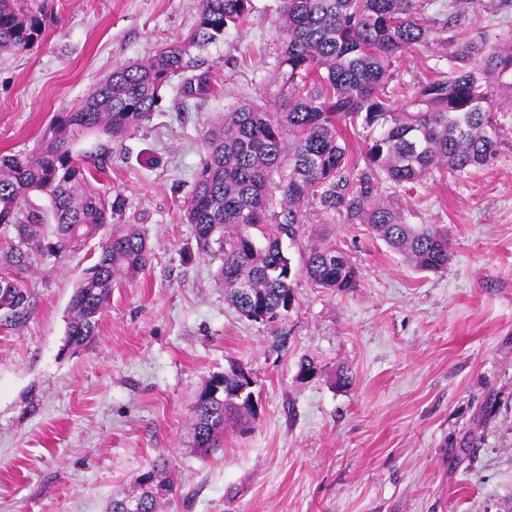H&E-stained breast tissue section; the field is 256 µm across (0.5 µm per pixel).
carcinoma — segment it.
<instances>
[{"label": "carcinoma", "mask_w": 512, "mask_h": 512, "mask_svg": "<svg viewBox=\"0 0 512 512\" xmlns=\"http://www.w3.org/2000/svg\"><path fill=\"white\" fill-rule=\"evenodd\" d=\"M428 0H283L275 72L279 100L238 103L205 135V153L183 212L198 251L221 260L218 276L240 316L268 322L293 307L292 279L301 272L315 288L357 287L347 255L326 230L306 249L296 269L283 240L296 241L313 213L344 224H365L421 271L447 268L448 230L406 222L383 184L414 186L438 174L459 178L495 155L500 105L512 97V47L486 35L455 42L427 14ZM251 0H198L194 30L150 58L118 67L71 107L55 113L49 133L28 154L0 155V225H13L20 243L40 238L37 224L22 221L32 193L49 200L54 239L43 249L62 256L98 240V256L70 299L66 346H87L99 327L112 288L136 278L152 246L137 224H118L121 195L101 184L105 169L76 156L74 144L98 133L113 143L150 121L160 92L174 78L188 97L211 92L207 46L240 27ZM45 29L42 15L21 0H0V50L29 51ZM437 42L448 49V72L415 84L393 81L398 58ZM480 58L477 67L474 58ZM362 143L354 157L346 134ZM0 316L13 322L29 304L21 271L28 256L17 247L3 256ZM250 289L246 298L239 283ZM243 365L212 375L192 410L196 447L217 445L229 421L257 415L238 396ZM165 465L149 473L161 486L152 493L137 478L141 512H158L173 492Z\"/></svg>", "instance_id": "1"}]
</instances>
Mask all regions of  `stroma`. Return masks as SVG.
Segmentation results:
<instances>
[{"label": "stroma", "mask_w": 512, "mask_h": 512, "mask_svg": "<svg viewBox=\"0 0 512 512\" xmlns=\"http://www.w3.org/2000/svg\"><path fill=\"white\" fill-rule=\"evenodd\" d=\"M24 5L44 10L46 27L30 51L0 52V154L34 151L53 114L100 78L187 37L198 0ZM281 5L252 0L249 24L207 48L211 93L184 103L173 79L112 154L101 156L103 136L76 143L103 162L123 223L143 227L153 255L72 351L69 302L98 243L60 258L24 246L30 303L0 324V512H106L158 459L174 485L159 512H512V101L487 165L384 189L410 223L447 229L446 270L417 271L366 225L335 223L356 288L297 275L287 317L265 325L229 306L218 261L197 250L182 205L205 133L242 100H274ZM475 7L431 0L428 12L463 41L478 35ZM447 69L435 45L395 73L418 84ZM304 358L312 377L298 373ZM232 361L254 377L258 416L199 454L190 408ZM343 371L351 385L337 384Z\"/></svg>", "instance_id": "1"}]
</instances>
